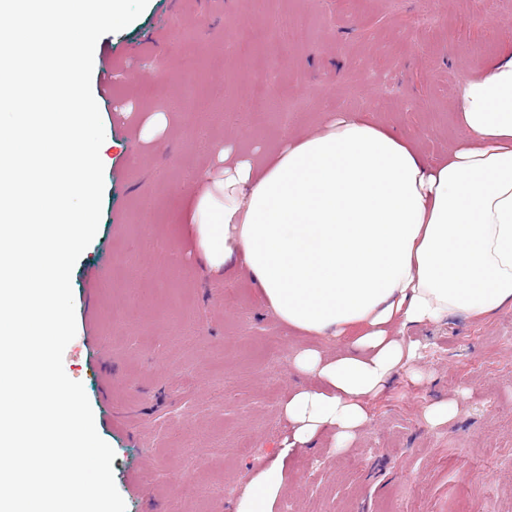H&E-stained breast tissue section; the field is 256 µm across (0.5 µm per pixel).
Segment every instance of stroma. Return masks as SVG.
<instances>
[{"mask_svg": "<svg viewBox=\"0 0 512 512\" xmlns=\"http://www.w3.org/2000/svg\"><path fill=\"white\" fill-rule=\"evenodd\" d=\"M509 46L512 0H149L98 40L105 189L72 271L63 365L115 452L127 512H236L306 382L292 356L318 344L244 269L216 276L192 254L180 215L213 147L271 154L351 110L446 158L456 87ZM159 113L169 124L146 140ZM407 334L425 345L414 370L370 402L351 448L319 438L291 456L272 512H512V307ZM449 399L456 415L429 426L425 408Z\"/></svg>", "mask_w": 512, "mask_h": 512, "instance_id": "1", "label": "stroma"}]
</instances>
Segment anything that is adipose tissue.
I'll use <instances>...</instances> for the list:
<instances>
[{"label": "adipose tissue", "mask_w": 512, "mask_h": 512, "mask_svg": "<svg viewBox=\"0 0 512 512\" xmlns=\"http://www.w3.org/2000/svg\"><path fill=\"white\" fill-rule=\"evenodd\" d=\"M463 132L446 159L361 112L264 158L216 145L185 222L213 274L246 268L265 306L320 340L295 352L313 378L281 408L288 431L238 504L271 512L290 455L316 437L351 447L368 403L422 357L408 327L512 306V50L455 90Z\"/></svg>", "instance_id": "adipose-tissue-1"}]
</instances>
